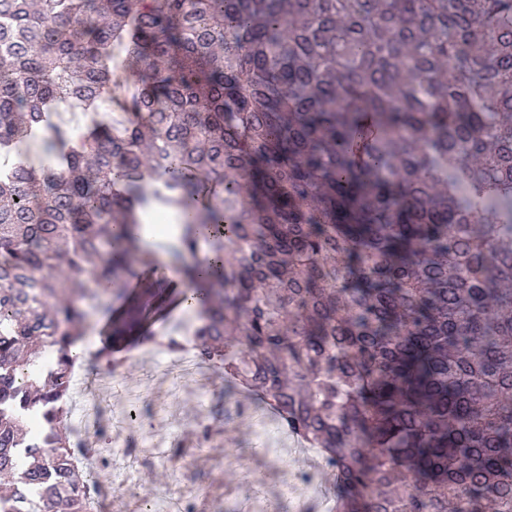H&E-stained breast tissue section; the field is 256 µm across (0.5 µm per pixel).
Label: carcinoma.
I'll return each instance as SVG.
<instances>
[{
  "instance_id": "cac0c4a2",
  "label": "carcinoma",
  "mask_w": 512,
  "mask_h": 512,
  "mask_svg": "<svg viewBox=\"0 0 512 512\" xmlns=\"http://www.w3.org/2000/svg\"><path fill=\"white\" fill-rule=\"evenodd\" d=\"M180 305L338 512H512V0H0V512H95L71 349ZM135 86L132 71L129 75H115V84L112 85V112H123Z\"/></svg>"
}]
</instances>
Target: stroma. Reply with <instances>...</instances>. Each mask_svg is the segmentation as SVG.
<instances>
[{"instance_id":"35a3bbf8","label":"stroma","mask_w":512,"mask_h":512,"mask_svg":"<svg viewBox=\"0 0 512 512\" xmlns=\"http://www.w3.org/2000/svg\"><path fill=\"white\" fill-rule=\"evenodd\" d=\"M87 398L101 406V433L127 435L123 452L92 456L94 486L105 487L106 512H237L262 487L308 475L304 505L333 512V476L321 457L299 454V439L260 396L227 388L219 364L190 368L156 354L123 365L115 378L92 379ZM206 424L203 446L186 434ZM134 494L114 496L122 476Z\"/></svg>"}]
</instances>
